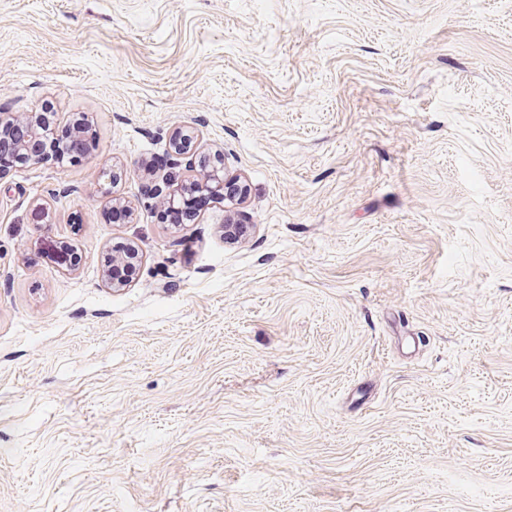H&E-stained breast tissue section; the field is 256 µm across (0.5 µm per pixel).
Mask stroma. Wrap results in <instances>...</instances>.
<instances>
[{
	"mask_svg": "<svg viewBox=\"0 0 512 512\" xmlns=\"http://www.w3.org/2000/svg\"><path fill=\"white\" fill-rule=\"evenodd\" d=\"M42 111L96 142L0 174V512H512L506 0H0ZM185 126L250 191L161 224Z\"/></svg>",
	"mask_w": 512,
	"mask_h": 512,
	"instance_id": "35a3bbf8",
	"label": "stroma"
}]
</instances>
